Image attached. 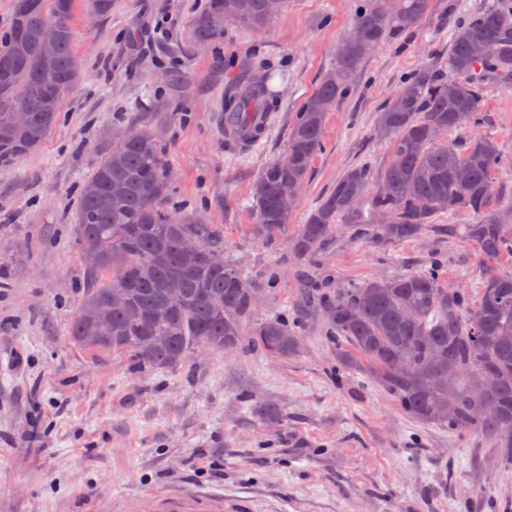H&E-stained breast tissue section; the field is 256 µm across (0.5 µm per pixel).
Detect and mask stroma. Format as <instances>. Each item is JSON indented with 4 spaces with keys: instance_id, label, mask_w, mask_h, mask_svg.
Masks as SVG:
<instances>
[{
    "instance_id": "obj_1",
    "label": "stroma",
    "mask_w": 512,
    "mask_h": 512,
    "mask_svg": "<svg viewBox=\"0 0 512 512\" xmlns=\"http://www.w3.org/2000/svg\"><path fill=\"white\" fill-rule=\"evenodd\" d=\"M492 2L431 0L409 42L364 59L271 244L251 230L252 185L284 155L293 116L335 64L357 0H287L266 28L229 23L212 43L193 28L209 0H112L97 19L76 5L80 79L47 137L0 167V512H154L155 499L179 487L223 495L237 512H512V470L487 439L410 418L340 354L322 314L336 289L433 261L444 285L477 293L476 248L448 231L474 216L438 217L415 240L382 241L368 225L346 224L314 255L291 245L348 169L387 164L377 112L413 73L447 72L453 29ZM260 76L275 102L269 126L253 147H232L224 89ZM480 110L512 198V86L487 85ZM132 127L161 133L170 204L215 226L261 297L253 322L287 318L301 339L296 355L246 346L155 371L70 341L85 284L72 233L79 190Z\"/></svg>"
}]
</instances>
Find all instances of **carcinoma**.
I'll return each instance as SVG.
<instances>
[{
  "label": "carcinoma",
  "instance_id": "carcinoma-1",
  "mask_svg": "<svg viewBox=\"0 0 512 512\" xmlns=\"http://www.w3.org/2000/svg\"><path fill=\"white\" fill-rule=\"evenodd\" d=\"M77 0H16L9 25L0 29V166L38 146L59 120L60 101L81 65L73 52ZM429 0H370L337 46L336 63L295 114L286 156L269 164L253 186L256 224L252 233L269 242L287 227L290 212L280 199L298 193L323 144L326 117L336 108L366 56L384 44L411 36ZM285 7L277 0H210L195 19L201 42L224 35L234 15L262 29ZM55 24L58 38L45 46L42 33ZM448 71L427 68L405 79L378 112L375 129L389 140L388 164L364 162L346 171L319 207L300 225L293 249L315 252L340 224H367L384 240L416 239L441 214H469L475 224H451L476 246L483 265L477 303L461 289L440 282L438 263L390 279L339 288L323 316L336 341L363 357L376 382L411 417L452 432L485 435L505 468L512 467V272L495 263L512 254V205H504L496 183L501 150L477 134L479 100L490 81L512 84V0H497L457 28ZM274 107L265 80L224 89V113L245 123L252 112ZM26 112L16 125L12 114ZM168 167L153 133L129 129L112 139L83 183L76 212L81 252L98 263L85 267L86 292L73 317L70 340L92 351L127 353L151 370L186 364L198 344L222 351L251 344L287 359L300 348L297 332L280 317L245 327L255 310L254 286L224 255L220 235L198 216L166 207ZM126 301L114 306V291ZM180 292L181 307L167 304ZM150 336L167 342L150 353ZM495 379L491 388L482 375ZM494 406V412L485 407Z\"/></svg>",
  "mask_w": 512,
  "mask_h": 512
}]
</instances>
